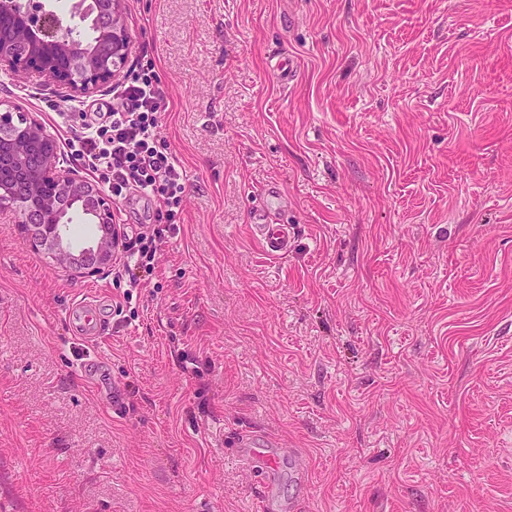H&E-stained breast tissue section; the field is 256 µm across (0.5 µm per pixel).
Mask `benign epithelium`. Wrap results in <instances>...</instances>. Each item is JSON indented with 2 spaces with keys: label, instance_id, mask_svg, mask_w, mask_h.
Here are the masks:
<instances>
[{
  "label": "benign epithelium",
  "instance_id": "7a95c632",
  "mask_svg": "<svg viewBox=\"0 0 512 512\" xmlns=\"http://www.w3.org/2000/svg\"><path fill=\"white\" fill-rule=\"evenodd\" d=\"M92 28L91 41L53 11L34 14L28 0H0V71L56 88L70 98L89 96L120 80L131 53L126 0H74L71 16ZM20 106L0 101V164L16 178L0 180V223L25 227L30 246L46 250L75 275L112 264V199L91 179L60 164L55 134L37 116L14 117ZM97 225L96 244L74 253L70 214Z\"/></svg>",
  "mask_w": 512,
  "mask_h": 512
}]
</instances>
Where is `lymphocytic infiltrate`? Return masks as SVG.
Here are the masks:
<instances>
[{
  "mask_svg": "<svg viewBox=\"0 0 512 512\" xmlns=\"http://www.w3.org/2000/svg\"><path fill=\"white\" fill-rule=\"evenodd\" d=\"M114 97L102 111L78 105L82 123L68 127L65 143L87 175L116 199L135 194L156 203L153 223L138 232L120 224L114 234V252L122 259L116 274L130 287L140 288L142 273L156 268L162 246L180 221L185 171L160 135L165 94L156 60L148 51H141L132 78Z\"/></svg>",
  "mask_w": 512,
  "mask_h": 512,
  "instance_id": "obj_1",
  "label": "lymphocytic infiltrate"
}]
</instances>
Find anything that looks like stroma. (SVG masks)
<instances>
[{"instance_id":"obj_1","label":"stroma","mask_w":512,"mask_h":512,"mask_svg":"<svg viewBox=\"0 0 512 512\" xmlns=\"http://www.w3.org/2000/svg\"><path fill=\"white\" fill-rule=\"evenodd\" d=\"M126 8L181 224L126 301L0 223V512H260L244 430L298 450L297 512H512V0ZM46 99L0 71V100ZM272 184L280 256L251 227ZM97 309L98 304L95 302H79L68 313L70 327L86 350L102 337L104 322Z\"/></svg>"}]
</instances>
